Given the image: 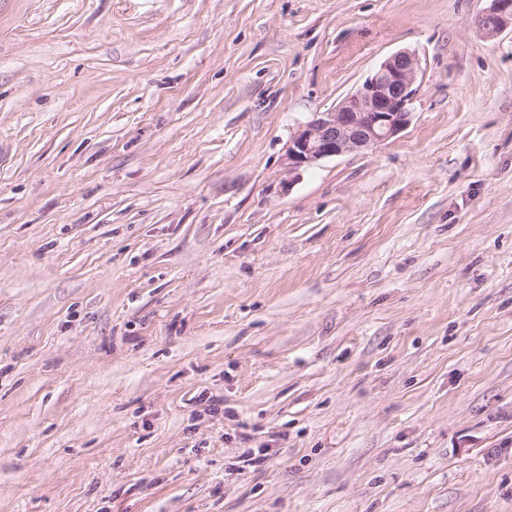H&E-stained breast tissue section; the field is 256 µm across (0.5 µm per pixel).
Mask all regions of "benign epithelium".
Here are the masks:
<instances>
[{
  "instance_id": "7a95c632",
  "label": "benign epithelium",
  "mask_w": 512,
  "mask_h": 512,
  "mask_svg": "<svg viewBox=\"0 0 512 512\" xmlns=\"http://www.w3.org/2000/svg\"><path fill=\"white\" fill-rule=\"evenodd\" d=\"M477 25L493 35L512 27V0H491ZM416 57L405 51L383 61L362 87L331 112H317L292 139L288 155L297 167L361 152L395 136L410 122Z\"/></svg>"
}]
</instances>
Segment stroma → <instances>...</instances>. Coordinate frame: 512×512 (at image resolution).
Listing matches in <instances>:
<instances>
[{
	"label": "stroma",
	"instance_id": "1",
	"mask_svg": "<svg viewBox=\"0 0 512 512\" xmlns=\"http://www.w3.org/2000/svg\"><path fill=\"white\" fill-rule=\"evenodd\" d=\"M491 0H0V512H512ZM409 125L297 167L389 56Z\"/></svg>",
	"mask_w": 512,
	"mask_h": 512
}]
</instances>
